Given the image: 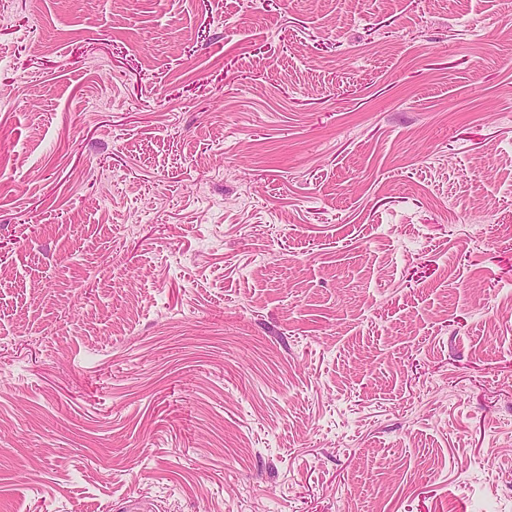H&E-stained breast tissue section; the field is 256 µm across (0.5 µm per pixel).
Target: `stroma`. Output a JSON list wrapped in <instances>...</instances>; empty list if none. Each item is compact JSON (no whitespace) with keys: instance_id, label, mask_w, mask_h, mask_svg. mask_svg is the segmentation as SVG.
Returning a JSON list of instances; mask_svg holds the SVG:
<instances>
[{"instance_id":"stroma-1","label":"stroma","mask_w":512,"mask_h":512,"mask_svg":"<svg viewBox=\"0 0 512 512\" xmlns=\"http://www.w3.org/2000/svg\"><path fill=\"white\" fill-rule=\"evenodd\" d=\"M0 512H512V0H0Z\"/></svg>"}]
</instances>
